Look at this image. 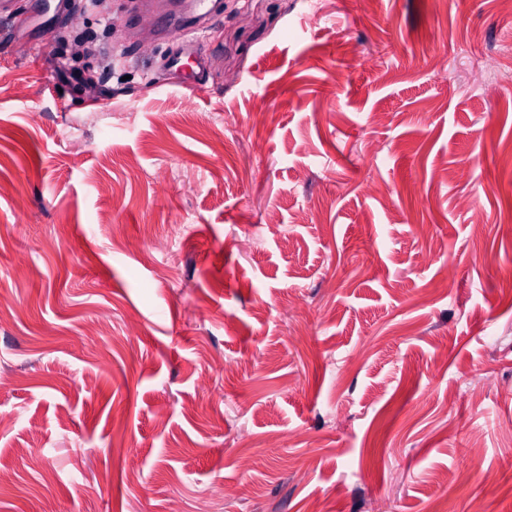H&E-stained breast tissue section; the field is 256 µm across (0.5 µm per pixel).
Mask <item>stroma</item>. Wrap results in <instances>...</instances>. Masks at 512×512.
<instances>
[{
	"label": "stroma",
	"mask_w": 512,
	"mask_h": 512,
	"mask_svg": "<svg viewBox=\"0 0 512 512\" xmlns=\"http://www.w3.org/2000/svg\"><path fill=\"white\" fill-rule=\"evenodd\" d=\"M30 2L0 512H512V5L222 0L189 93L145 0Z\"/></svg>",
	"instance_id": "35a3bbf8"
}]
</instances>
